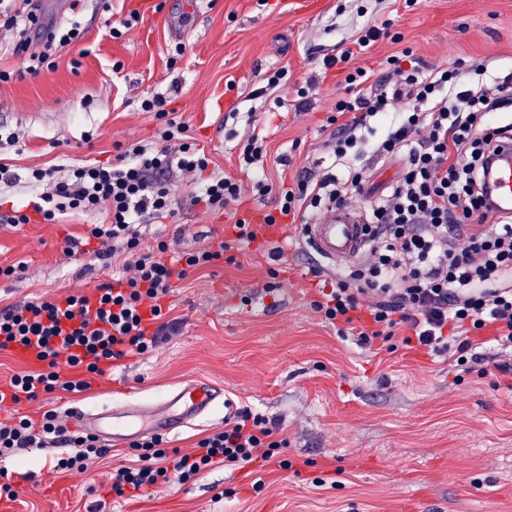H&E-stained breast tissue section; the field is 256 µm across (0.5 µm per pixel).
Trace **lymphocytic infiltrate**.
Returning a JSON list of instances; mask_svg holds the SVG:
<instances>
[{
    "label": "lymphocytic infiltrate",
    "mask_w": 512,
    "mask_h": 512,
    "mask_svg": "<svg viewBox=\"0 0 512 512\" xmlns=\"http://www.w3.org/2000/svg\"><path fill=\"white\" fill-rule=\"evenodd\" d=\"M0 24L20 29L0 56L27 55L29 73L50 66L56 45L78 41V23L52 27L39 50H32L30 31L43 29L34 11L8 13ZM392 68L393 91L371 86V74L355 69L344 78L346 97L335 112L349 115L327 142L333 158L322 175L277 185L263 176L267 156L264 140L251 136L240 148V170L254 171L251 191L273 197L274 211L261 223L237 219L232 233L237 243L251 244L285 219L307 224L321 211L352 201L362 191L366 170L361 166L363 145L378 120L384 128L375 143L377 155L404 156L405 167L389 195L371 202L367 210L368 251L365 259L337 276L322 291L313 308L335 324L340 336L352 337L363 349L387 342L397 330H410L419 348L449 356L457 366H478L512 374V365L498 362L494 352L482 351L480 335L512 347V222L490 214L480 190V173L493 141L512 139V74L480 83L484 64L456 60L434 74L402 68L398 56L386 60ZM141 109L162 121L159 142L130 145L119 163H88L73 167L67 178L54 170L33 171L46 186L35 211L53 222L67 211L105 213L103 223L89 232L97 240L95 260L121 251L134 254L130 273L102 282L96 306L81 295L65 303L42 299L0 311V351L18 344L37 343L41 370L15 374L13 404L35 403L55 390L80 393L90 388V376L104 375L112 361L141 355L159 346L178 329L167 319L163 301L190 271L223 259L226 242L196 252L170 250L169 260L139 253V227L172 213L173 189L163 174L170 168L199 171L203 179L194 203L222 212L239 203L241 183L224 174H208L205 154L187 140L186 123L169 118L161 97L143 100ZM64 443L58 471H87L108 450L90 434H64L59 414L40 418L18 415L0 421V459L22 448H45ZM288 441L278 423L244 409L233 423L200 439L189 453L169 452L162 438L134 441L139 466L119 467L111 491L123 497L148 492L157 484L182 485L211 468L274 459Z\"/></svg>",
    "instance_id": "lymphocytic-infiltrate-1"
}]
</instances>
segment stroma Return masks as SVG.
<instances>
[{"mask_svg":"<svg viewBox=\"0 0 512 512\" xmlns=\"http://www.w3.org/2000/svg\"><path fill=\"white\" fill-rule=\"evenodd\" d=\"M284 0H81L76 10L44 14L56 26L79 22L82 38L57 47L52 68L31 75L23 56L0 58L13 79L0 83V213L19 209L29 223H0V309L39 297L62 298L96 288L122 266L88 265L62 253L65 239L86 241L89 216L43 223L32 206L43 192L35 169L61 172L88 161L115 164L126 147L155 142L159 121L142 100L159 95L203 149L209 167L240 175L238 144L253 131L266 137L274 182L293 183L328 165V118L343 92L342 76L322 71L332 54L368 18L392 19L387 36L353 59L387 82L388 56L410 49L426 69L456 59L486 63L488 77L512 73V0H314L315 11H285ZM132 17L119 37L110 21ZM402 42H393V34ZM287 75L254 112L253 95L278 69ZM318 86L295 109L294 89ZM283 107H276V99ZM199 173L173 170L171 216L141 225L140 248L159 241L199 250L231 241L230 224L261 221L272 199L243 192L235 209L218 214L192 203ZM270 240L285 249L281 288L266 292L271 262L258 244H233L223 260L193 271L166 300L179 328L158 349L113 361L81 393L58 390L33 404L0 405L12 414L113 401L137 408L159 402L190 379L224 390L192 426L167 435L169 449L186 453L225 419L249 408L281 425L288 439L277 462L215 467L182 486L156 485L144 496L113 497V469L131 464L127 445L111 447L88 472L58 473L54 449L36 448L8 459L9 469L33 473L17 500L0 512H512V377L450 367L405 345L401 337L360 349L338 336L311 305L321 281L337 273L301 239L300 224H280ZM322 277H314L312 267Z\"/></svg>","mask_w":512,"mask_h":512,"instance_id":"35a3bbf8","label":"stroma"}]
</instances>
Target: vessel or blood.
Masks as SVG:
<instances>
[{"instance_id": "1", "label": "vessel or blood", "mask_w": 512, "mask_h": 512, "mask_svg": "<svg viewBox=\"0 0 512 512\" xmlns=\"http://www.w3.org/2000/svg\"><path fill=\"white\" fill-rule=\"evenodd\" d=\"M498 157L502 162L485 182L498 215L512 216V140L499 143ZM366 219L354 206L332 207L317 223L307 225L310 247L333 264L354 260L366 243ZM221 395L210 382L193 380L166 395L153 409H131L122 405H107L96 410L74 409L65 418L69 431L98 435L109 443H127L147 435H167L191 425L211 411Z\"/></svg>"}]
</instances>
